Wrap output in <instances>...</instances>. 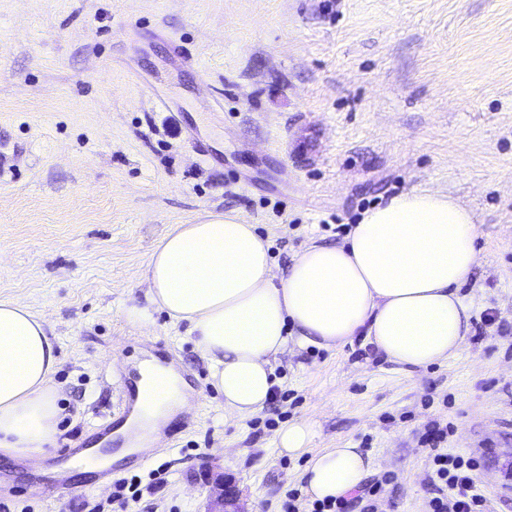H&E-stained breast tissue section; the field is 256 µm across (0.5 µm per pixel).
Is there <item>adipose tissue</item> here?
<instances>
[{"instance_id": "ef3b65f1", "label": "adipose tissue", "mask_w": 512, "mask_h": 512, "mask_svg": "<svg viewBox=\"0 0 512 512\" xmlns=\"http://www.w3.org/2000/svg\"><path fill=\"white\" fill-rule=\"evenodd\" d=\"M475 214L437 193H406L363 213L344 245H312L280 272L253 225L227 214L180 224L147 261L146 303L126 309L148 324L153 310L187 322L224 405L246 414L276 383L272 356L288 345L339 348L363 336L403 366L448 358L464 343L468 306L459 294L476 264ZM60 364L48 323L0 302V453L32 456L56 435L52 379ZM143 432L182 407L179 376L139 365ZM370 466L356 448L315 454L302 473L311 499L356 490Z\"/></svg>"}]
</instances>
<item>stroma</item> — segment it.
<instances>
[{"label":"stroma","mask_w":512,"mask_h":512,"mask_svg":"<svg viewBox=\"0 0 512 512\" xmlns=\"http://www.w3.org/2000/svg\"><path fill=\"white\" fill-rule=\"evenodd\" d=\"M0 153L16 164L0 175V300L49 321L61 409L38 464L0 455V512H209L223 477L247 512H284L292 491L310 512L307 458L277 446L302 419L311 452L358 448L367 479L387 477L375 512H426L434 425L478 459L489 512H512V0H0ZM409 192L480 220L460 289L472 326L449 359L404 367L362 336L297 349L274 363L276 403L241 415L187 323L124 316L176 225L239 215L283 272ZM151 357L178 365L190 410L112 482L78 471L59 494L54 457L117 419ZM164 463V489L113 502V481Z\"/></svg>","instance_id":"1"}]
</instances>
